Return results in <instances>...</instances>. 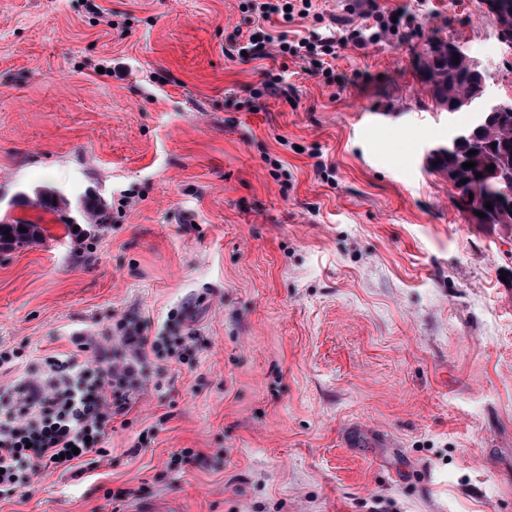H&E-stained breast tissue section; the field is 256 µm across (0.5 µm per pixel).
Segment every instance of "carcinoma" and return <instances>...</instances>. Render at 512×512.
<instances>
[{
	"label": "carcinoma",
	"mask_w": 512,
	"mask_h": 512,
	"mask_svg": "<svg viewBox=\"0 0 512 512\" xmlns=\"http://www.w3.org/2000/svg\"><path fill=\"white\" fill-rule=\"evenodd\" d=\"M428 56L427 72L419 74L424 84L425 92L433 106L442 109L448 105V90H454L464 96L474 97L480 89V77L469 68L455 63L453 57L446 51L432 50V45L424 48ZM475 149L477 153L468 154ZM442 156L439 163L431 166L436 172L453 165H461L473 161L485 170V177L480 182L459 180L448 182L451 202L459 210L473 200L475 202H490L493 209L488 211L489 224H500L512 229V211L503 212L497 204V197L506 187H512V114H486L485 124L473 133L467 146L454 151L446 145L439 146ZM36 205L46 211H58L69 205V201L52 187H46L36 192ZM26 231H20V228ZM42 240L40 225L36 223L14 222L0 224V245L29 246Z\"/></svg>",
	"instance_id": "1"
}]
</instances>
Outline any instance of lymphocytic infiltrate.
<instances>
[{
	"label": "lymphocytic infiltrate",
	"mask_w": 512,
	"mask_h": 512,
	"mask_svg": "<svg viewBox=\"0 0 512 512\" xmlns=\"http://www.w3.org/2000/svg\"><path fill=\"white\" fill-rule=\"evenodd\" d=\"M242 12L257 20L277 21L274 29L258 31L247 40H229L227 57L250 63L278 55L304 64L305 73L333 74L336 49L375 41L390 19L375 0H364L361 22L312 41L291 35L288 26L312 16L313 0H240ZM72 351L47 355L45 371L0 387V501L12 500L44 470L68 472L85 458L104 455L103 442L116 418L132 410L125 396L141 382L148 359L195 360L198 347L191 336H147L142 325L118 322L112 346L83 331L73 332Z\"/></svg>",
	"instance_id": "f902f5d3"
}]
</instances>
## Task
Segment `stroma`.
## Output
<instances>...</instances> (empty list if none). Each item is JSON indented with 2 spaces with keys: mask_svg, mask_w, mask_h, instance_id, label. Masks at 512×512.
Wrapping results in <instances>:
<instances>
[{
  "mask_svg": "<svg viewBox=\"0 0 512 512\" xmlns=\"http://www.w3.org/2000/svg\"><path fill=\"white\" fill-rule=\"evenodd\" d=\"M377 3L397 31L325 77L225 56L256 26L239 0H0V221L49 186L86 228L0 249V345L27 353L0 385L121 318L161 336L181 311L199 348L150 360L91 471H42L0 512H124L118 490L178 512H512V234L467 224L425 164L470 116L417 74L427 41L458 42L512 95V50L479 0ZM265 71L283 93L258 111Z\"/></svg>",
  "mask_w": 512,
  "mask_h": 512,
  "instance_id": "obj_1",
  "label": "stroma"
}]
</instances>
